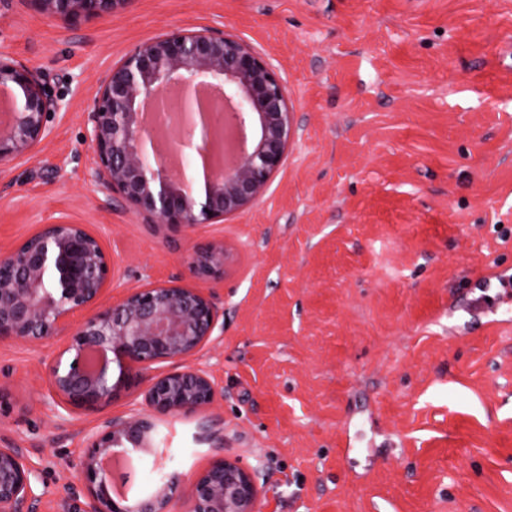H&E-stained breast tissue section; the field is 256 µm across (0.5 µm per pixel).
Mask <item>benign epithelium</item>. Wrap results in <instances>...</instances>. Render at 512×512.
Segmentation results:
<instances>
[{"mask_svg": "<svg viewBox=\"0 0 512 512\" xmlns=\"http://www.w3.org/2000/svg\"><path fill=\"white\" fill-rule=\"evenodd\" d=\"M53 17H95L126 0H31ZM0 91L7 94L0 122V164L30 152L49 133L58 101L45 73L0 54ZM158 113L174 103L180 152L205 151L210 169L196 180L158 147L148 105ZM88 139L98 158L96 177L157 224L191 228L215 224L262 196L283 166L293 136L285 87L272 65L243 40L221 30H179L134 46L112 67L85 112ZM233 132L234 161L224 163V128ZM188 265L209 278L224 266V247L195 252ZM112 260L81 224H46L0 259V341L32 342L65 336L51 367L59 407L96 412L122 390L139 385L140 371L168 362L152 379L149 410L104 419L88 438L78 480L84 505L73 512H168L183 499L186 512H258L261 491L236 461L217 463L187 481L172 475L142 498L119 500L135 469H112L114 456L151 440L155 418L209 407L218 391L200 368L182 365L218 326L212 298L199 288L154 285L106 303ZM35 470L20 448H0V512H33Z\"/></svg>", "mask_w": 512, "mask_h": 512, "instance_id": "1", "label": "benign epithelium"}]
</instances>
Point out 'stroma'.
<instances>
[{
  "label": "stroma",
  "instance_id": "stroma-1",
  "mask_svg": "<svg viewBox=\"0 0 512 512\" xmlns=\"http://www.w3.org/2000/svg\"><path fill=\"white\" fill-rule=\"evenodd\" d=\"M219 29L268 60L292 107L284 165L217 224L152 223L95 182L84 113L135 45ZM0 53L44 71L49 136L0 166V257L81 224L112 259L104 298L155 284L211 294L185 358L223 398L161 417L131 495L230 459L260 512H512V0H127L61 19L0 0ZM223 245L215 278L188 268ZM64 341L0 343V446L23 449L37 512H68L103 416L144 406L155 364L103 413L54 402Z\"/></svg>",
  "mask_w": 512,
  "mask_h": 512
}]
</instances>
